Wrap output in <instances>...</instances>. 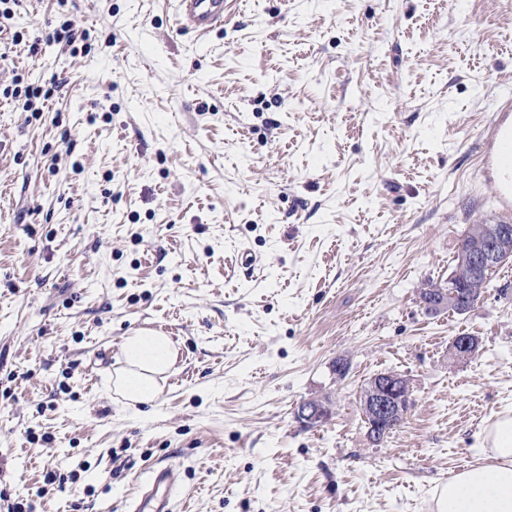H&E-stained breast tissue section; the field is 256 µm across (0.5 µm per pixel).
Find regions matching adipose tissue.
I'll return each mask as SVG.
<instances>
[{
    "label": "adipose tissue",
    "instance_id": "obj_1",
    "mask_svg": "<svg viewBox=\"0 0 512 512\" xmlns=\"http://www.w3.org/2000/svg\"><path fill=\"white\" fill-rule=\"evenodd\" d=\"M173 356L167 336L136 330L123 345L125 368L116 373V392L134 404L155 401L159 376ZM492 452L489 465L471 467L435 489L436 512H512V415L503 414L485 433Z\"/></svg>",
    "mask_w": 512,
    "mask_h": 512
}]
</instances>
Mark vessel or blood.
I'll return each mask as SVG.
<instances>
[{"label":"vessel or blood","mask_w":512,"mask_h":512,"mask_svg":"<svg viewBox=\"0 0 512 512\" xmlns=\"http://www.w3.org/2000/svg\"><path fill=\"white\" fill-rule=\"evenodd\" d=\"M175 25L197 38H205L224 23V0H176ZM484 170L491 176L486 183L497 205L512 215V88L504 87L494 118L486 134ZM182 492L174 470L157 467L149 471L145 487L127 512H171L172 501Z\"/></svg>","instance_id":"b4317fda"}]
</instances>
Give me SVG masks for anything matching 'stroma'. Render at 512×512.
I'll return each instance as SVG.
<instances>
[{"instance_id": "35a3bbf8", "label": "stroma", "mask_w": 512, "mask_h": 512, "mask_svg": "<svg viewBox=\"0 0 512 512\" xmlns=\"http://www.w3.org/2000/svg\"><path fill=\"white\" fill-rule=\"evenodd\" d=\"M173 3L22 0L0 35V91L61 84L0 94V512H125L160 464L173 512H435L512 412V263L465 313L418 297L494 214L512 0H226L201 42ZM69 19L88 54L46 42ZM135 330L174 347L144 407L112 387ZM388 370L415 403L375 446ZM14 88L11 89V95L13 97L18 98L17 102L22 105V109L26 112H38L40 109L36 108V101H41V104H44L45 101H48L52 98L59 90L61 85L57 82H52L50 87L43 86H21V81L19 79H14ZM329 407L313 399L302 402L296 411V418L305 427L317 428L322 426L330 417Z\"/></svg>"}]
</instances>
